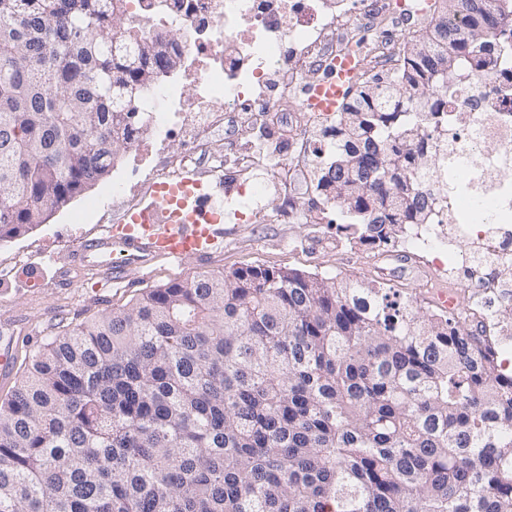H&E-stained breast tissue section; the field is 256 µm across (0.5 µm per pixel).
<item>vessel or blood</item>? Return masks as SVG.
Returning <instances> with one entry per match:
<instances>
[{"label":"vessel or blood","mask_w":512,"mask_h":512,"mask_svg":"<svg viewBox=\"0 0 512 512\" xmlns=\"http://www.w3.org/2000/svg\"><path fill=\"white\" fill-rule=\"evenodd\" d=\"M362 69L359 55L336 61L308 99L323 112L338 111ZM222 189L198 172L167 182L149 192L148 202L127 212L121 223L80 241L69 256L85 272L108 271L112 256L125 268H147L158 260L206 257L224 239Z\"/></svg>","instance_id":"vessel-or-blood-1"}]
</instances>
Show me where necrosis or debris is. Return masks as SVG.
<instances>
[{
	"instance_id": "4bbe7bcc",
	"label": "necrosis or debris",
	"mask_w": 512,
	"mask_h": 512,
	"mask_svg": "<svg viewBox=\"0 0 512 512\" xmlns=\"http://www.w3.org/2000/svg\"><path fill=\"white\" fill-rule=\"evenodd\" d=\"M416 0H128L125 23L153 34L177 26L180 37L169 50L179 66L151 85L137 111L151 138L134 133L130 149L137 180L119 178L113 196L135 208L144 189L200 168L224 184L228 214L246 212L255 222H276L281 206L256 208L257 197L284 195L297 175L315 158L329 157L330 144L315 136L321 113L306 103L324 70L354 49L356 30L378 15L417 12ZM244 117L245 137L232 171L222 155L200 165L197 151L224 132L228 115ZM185 135L183 154L165 156L169 137ZM294 152L276 166L269 155L281 140ZM448 160L459 172L448 207L421 228L416 242L459 255L454 268L473 297L512 288V49L498 64L480 68L472 62L448 79ZM456 231L442 234L441 225Z\"/></svg>"
}]
</instances>
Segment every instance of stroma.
<instances>
[{"instance_id": "1", "label": "stroma", "mask_w": 512, "mask_h": 512, "mask_svg": "<svg viewBox=\"0 0 512 512\" xmlns=\"http://www.w3.org/2000/svg\"><path fill=\"white\" fill-rule=\"evenodd\" d=\"M103 179L27 234L0 242V259L21 253L18 267L0 274V332H14L16 344L39 343L57 324L93 318L104 308H121L142 292L197 273L228 272L244 265L288 268L357 281L377 278L384 254L349 243L332 224L224 225V245L206 258L160 260L144 271L96 277L56 263L71 242L97 233L99 220L119 223L124 208ZM37 284H29L28 276Z\"/></svg>"}]
</instances>
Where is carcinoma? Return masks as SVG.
I'll list each match as a JSON object with an SVG mask.
<instances>
[{
    "label": "carcinoma",
    "instance_id": "obj_1",
    "mask_svg": "<svg viewBox=\"0 0 512 512\" xmlns=\"http://www.w3.org/2000/svg\"><path fill=\"white\" fill-rule=\"evenodd\" d=\"M363 68L312 165L337 232L388 252L446 206L448 76L491 64L512 0H428ZM124 0H0V241L106 178L163 64ZM388 281L246 265L141 294L24 353L0 397V512H512L499 312Z\"/></svg>",
    "mask_w": 512,
    "mask_h": 512
}]
</instances>
